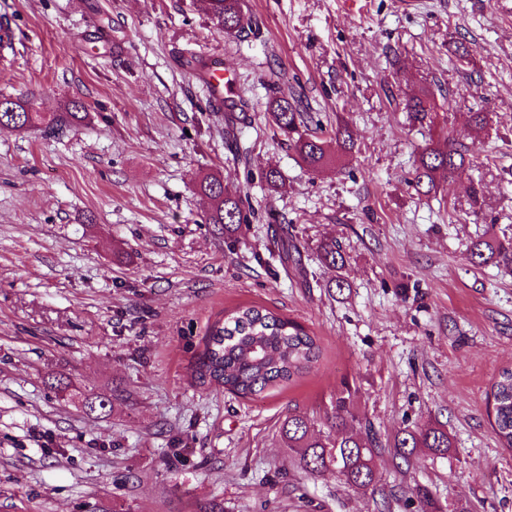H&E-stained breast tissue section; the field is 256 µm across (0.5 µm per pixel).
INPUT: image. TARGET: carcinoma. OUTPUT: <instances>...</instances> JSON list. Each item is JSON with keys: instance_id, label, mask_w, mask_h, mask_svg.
Listing matches in <instances>:
<instances>
[{"instance_id": "obj_1", "label": "carcinoma", "mask_w": 512, "mask_h": 512, "mask_svg": "<svg viewBox=\"0 0 512 512\" xmlns=\"http://www.w3.org/2000/svg\"><path fill=\"white\" fill-rule=\"evenodd\" d=\"M201 10L214 26L228 36L239 33L247 23L242 0H198ZM82 106L70 101L65 111L48 115L37 110L32 94L0 96V124L24 133L35 125L56 135L85 120ZM405 109L417 123L432 119L438 105L429 94L406 100ZM268 120L285 137L289 147L312 171L335 165L354 148L349 126L338 121L327 137L309 133L304 113L286 96L271 103ZM477 164V157L453 132L444 146L429 143L421 148L414 170V186L421 195L437 193L440 181L453 178L458 171ZM196 190L210 201L206 223L214 225L230 243L236 242L244 221L241 192L215 174L198 177ZM322 264L338 271L326 287L343 291L348 283L339 275L346 257L340 243L327 238L319 245ZM466 260L475 267L495 266L512 273V236L484 237L470 241ZM316 337L294 320L280 317L258 306H242L217 321L205 337L204 348L192 364L194 381L205 387H222L244 397L258 396L268 389L289 384L309 372L321 357ZM492 430L504 448L512 450V367L503 369L492 383ZM280 436L299 468L310 477L326 473L358 492H376L377 460L385 452L405 465L425 448L444 455L451 448L448 431L440 424L403 428L393 438L381 440L373 425L353 407V394L347 388L336 395L334 412L316 425L306 417L290 413L280 425ZM412 494L420 512H433V498L424 488L404 487L380 491L376 512H391L392 502Z\"/></svg>"}]
</instances>
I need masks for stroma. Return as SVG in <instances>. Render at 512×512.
<instances>
[{
    "mask_svg": "<svg viewBox=\"0 0 512 512\" xmlns=\"http://www.w3.org/2000/svg\"><path fill=\"white\" fill-rule=\"evenodd\" d=\"M227 37L195 0H0L15 30L0 94L40 111L86 104L59 136L0 128V512H375L370 495L304 474L284 447L287 412L315 423L351 389L380 438L432 421L447 456L421 452L378 487L419 485L444 506L512 512V452L487 394L512 365V275L466 247L512 234V9L500 0H245ZM468 49L466 60L454 53ZM221 55L241 112L213 111L186 58ZM430 91L474 137L479 164L437 195L413 184L438 125L404 103ZM286 95L311 125L348 123L352 153L313 172L266 118ZM276 168L287 191L270 192ZM240 188L236 243L205 221L194 184ZM481 189L472 206L471 186ZM291 229L301 265L282 263ZM340 241L344 293L315 247ZM266 307L322 354L284 388L240 398L196 386L209 327ZM67 378L68 392L52 381ZM110 399L86 412L81 394Z\"/></svg>",
    "mask_w": 512,
    "mask_h": 512,
    "instance_id": "35a3bbf8",
    "label": "stroma"
}]
</instances>
